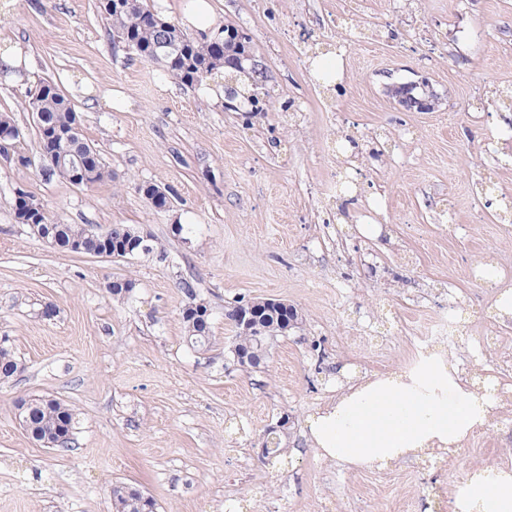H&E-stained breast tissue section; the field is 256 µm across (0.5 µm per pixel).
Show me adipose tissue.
<instances>
[{
    "instance_id": "ef3b65f1",
    "label": "adipose tissue",
    "mask_w": 512,
    "mask_h": 512,
    "mask_svg": "<svg viewBox=\"0 0 512 512\" xmlns=\"http://www.w3.org/2000/svg\"><path fill=\"white\" fill-rule=\"evenodd\" d=\"M491 402L460 383L455 363L439 360L421 377L395 373L349 386L312 421L323 455L362 468L383 466L434 445L461 447L487 422ZM454 512H512V472L474 471L456 484Z\"/></svg>"
}]
</instances>
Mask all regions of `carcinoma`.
I'll return each instance as SVG.
<instances>
[{"mask_svg":"<svg viewBox=\"0 0 512 512\" xmlns=\"http://www.w3.org/2000/svg\"><path fill=\"white\" fill-rule=\"evenodd\" d=\"M101 8L105 17L111 22L112 35L121 40L138 57L145 61L161 62L167 71L183 85L192 87L204 79L226 69V63L233 60L237 50L224 45V38L213 37L197 40L184 31L179 25L161 15L148 0H126L120 8L112 7V0H101ZM237 82L247 84L251 88L244 97L251 106V111L262 112L259 106V95L265 89L267 75L263 72H251L240 75ZM32 112L40 116L41 126H48L55 131L67 132L75 124L78 113L61 89L52 82H43L31 94L29 102ZM7 133L4 141L16 143L22 136L21 129L16 125L12 114L0 113V134ZM39 146L50 152L58 147L70 149L83 155L87 184L95 185L112 178L97 148L82 138H72L57 144L47 143L39 139ZM50 241L54 247L67 250L69 242L84 237L82 224H55ZM187 338L198 347L206 346L203 330L197 325L195 315H183ZM286 320V313L266 307L259 308V335L235 332V344L244 349L256 347V342L272 333L281 334V327ZM21 360L8 346L0 348V379L8 380L17 375ZM18 417L24 429L37 442L46 440L54 442L58 448H67L70 435L75 429L74 410L64 402L51 397L22 399L17 403ZM116 512H148L154 504L147 503L134 494L125 492L123 487L112 489Z\"/></svg>","mask_w":512,"mask_h":512,"instance_id":"1","label":"carcinoma"}]
</instances>
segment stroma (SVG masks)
Returning <instances> with one entry per match:
<instances>
[{"label": "stroma", "instance_id": "stroma-1", "mask_svg": "<svg viewBox=\"0 0 512 512\" xmlns=\"http://www.w3.org/2000/svg\"><path fill=\"white\" fill-rule=\"evenodd\" d=\"M213 3L221 25L250 35L272 111L227 110L214 79L186 87L138 58L113 39L99 0H12L0 13V48L22 53L0 72V111L33 160L0 156V337L24 366L0 381V512H114L115 485L154 512H452L435 488L497 466L512 420L477 445L361 469L323 458L309 421L346 377L399 369L414 330L454 302L463 322L512 344V318L490 306L512 289V238L494 230L512 202V0ZM334 55L341 75L320 80L313 63ZM46 80L111 179L43 178L27 103ZM421 80L434 111L400 110L388 85ZM340 176L351 194L335 190ZM146 183L170 207L153 209ZM19 189L53 223L128 224L167 259L56 251L16 223ZM490 255L492 281H471ZM116 276L135 280L131 296L108 294ZM186 279L212 309L204 349L185 339ZM243 295L306 317L270 341L258 369L229 351L224 306ZM47 303L54 318L40 315ZM366 333L371 345L351 344ZM36 396L74 408L70 450L21 427L16 404ZM284 413V450L265 464Z\"/></svg>", "mask_w": 512, "mask_h": 512}]
</instances>
